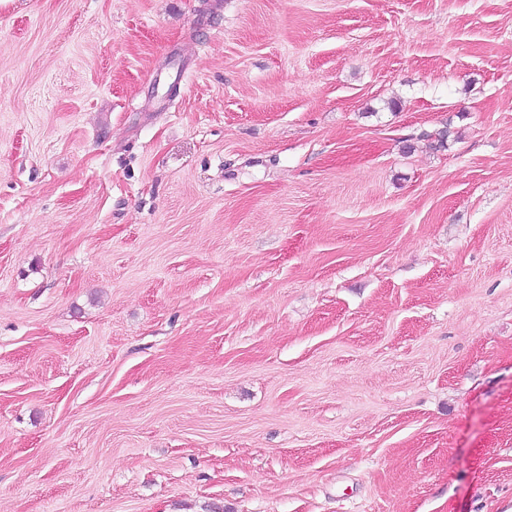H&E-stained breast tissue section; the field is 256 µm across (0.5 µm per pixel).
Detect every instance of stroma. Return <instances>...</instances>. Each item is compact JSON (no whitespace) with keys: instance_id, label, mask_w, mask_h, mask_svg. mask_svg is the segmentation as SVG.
<instances>
[{"instance_id":"1","label":"stroma","mask_w":512,"mask_h":512,"mask_svg":"<svg viewBox=\"0 0 512 512\" xmlns=\"http://www.w3.org/2000/svg\"><path fill=\"white\" fill-rule=\"evenodd\" d=\"M0 512H512V0H0Z\"/></svg>"}]
</instances>
